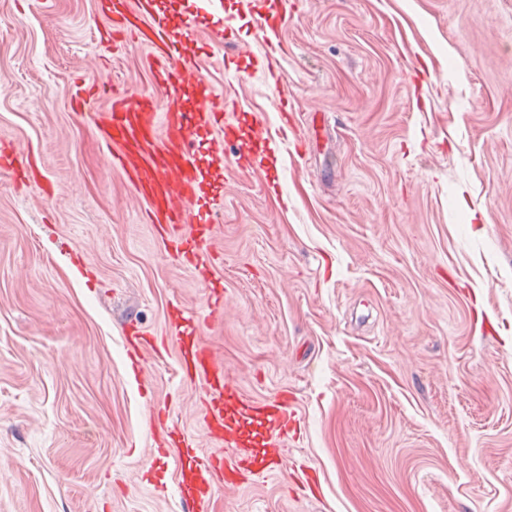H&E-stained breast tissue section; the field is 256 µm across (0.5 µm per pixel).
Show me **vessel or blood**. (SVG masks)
Listing matches in <instances>:
<instances>
[{
  "mask_svg": "<svg viewBox=\"0 0 512 512\" xmlns=\"http://www.w3.org/2000/svg\"><path fill=\"white\" fill-rule=\"evenodd\" d=\"M262 34L260 46L238 45L237 54L252 59L254 73L262 74L278 100V119L256 113L246 148L236 145L241 132L236 100L218 95L204 79L184 47L194 40L196 18L170 19L152 0H114L112 19L100 40L122 39L146 48L155 88L133 93L112 85H98L97 96L107 106L94 119L108 150L111 168L122 173L144 205L166 254L206 285L201 314H190L179 302L167 309L168 326L157 334L127 323L122 344L126 362L138 387L151 389L149 359L176 357L183 384L195 389L197 415L210 452H202L191 434L171 421V408L153 401L145 431L157 459L177 452L182 471L197 479L195 491L184 495L185 512H206L217 486L233 487L243 479L262 481L281 472L287 463L288 436L297 423L294 400L288 391L255 400L243 395L236 377L224 365V356L203 343L201 327L224 321V291L213 287L212 273L224 255L216 243L217 197L206 190L201 161L223 165L236 175L267 184L269 153L291 144L306 152L308 142L298 127L280 68V46L274 39L282 18L265 8V0H249ZM196 95L194 108L184 105L185 90ZM0 172L10 174L21 187L37 185L39 159L13 142L0 139Z\"/></svg>",
  "mask_w": 512,
  "mask_h": 512,
  "instance_id": "1",
  "label": "vessel or blood"
}]
</instances>
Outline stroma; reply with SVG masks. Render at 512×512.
<instances>
[{
  "label": "stroma",
  "instance_id": "obj_1",
  "mask_svg": "<svg viewBox=\"0 0 512 512\" xmlns=\"http://www.w3.org/2000/svg\"><path fill=\"white\" fill-rule=\"evenodd\" d=\"M198 17L218 94L273 113L229 42L247 0H161ZM287 3L284 70L306 156L280 187L220 175L227 309L204 340L244 395L286 390L291 470L217 488L209 512H512V0ZM96 0H0V138L33 149L55 196L0 173V512H180L151 399L202 436L175 356L129 378L120 328H163L203 286L166 258L108 164L83 82L147 89L144 49L100 48ZM86 260L79 266L71 252Z\"/></svg>",
  "mask_w": 512,
  "mask_h": 512
}]
</instances>
